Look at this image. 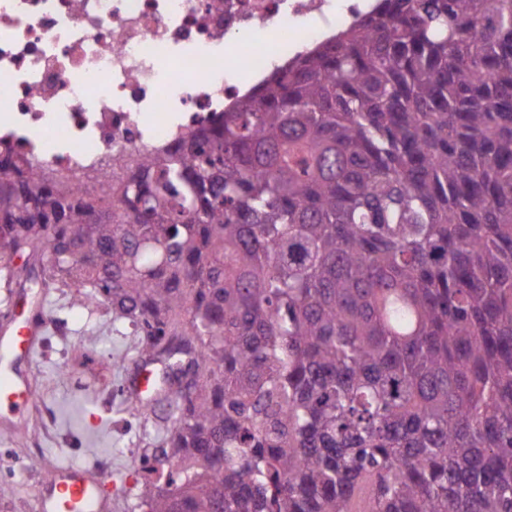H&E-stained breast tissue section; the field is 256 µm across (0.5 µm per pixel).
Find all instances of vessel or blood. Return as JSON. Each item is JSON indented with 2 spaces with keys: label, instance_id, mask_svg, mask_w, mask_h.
I'll return each instance as SVG.
<instances>
[{
  "label": "vessel or blood",
  "instance_id": "vessel-or-blood-1",
  "mask_svg": "<svg viewBox=\"0 0 512 512\" xmlns=\"http://www.w3.org/2000/svg\"><path fill=\"white\" fill-rule=\"evenodd\" d=\"M46 318L44 299L31 297L23 320L0 332V413L22 420L34 405L28 376L31 360ZM114 482L111 473L91 475L60 468L36 501L34 512H103Z\"/></svg>",
  "mask_w": 512,
  "mask_h": 512
}]
</instances>
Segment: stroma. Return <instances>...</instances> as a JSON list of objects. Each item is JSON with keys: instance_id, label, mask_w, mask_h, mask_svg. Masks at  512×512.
<instances>
[{"instance_id": "35a3bbf8", "label": "stroma", "mask_w": 512, "mask_h": 512, "mask_svg": "<svg viewBox=\"0 0 512 512\" xmlns=\"http://www.w3.org/2000/svg\"><path fill=\"white\" fill-rule=\"evenodd\" d=\"M44 298L48 321L28 367L36 404L20 425L0 419V485L14 489L0 512H32L56 467L111 472L108 512H133L143 489L135 460L159 447L166 414L128 408L138 339L118 329L107 306L86 307L70 289H45Z\"/></svg>"}]
</instances>
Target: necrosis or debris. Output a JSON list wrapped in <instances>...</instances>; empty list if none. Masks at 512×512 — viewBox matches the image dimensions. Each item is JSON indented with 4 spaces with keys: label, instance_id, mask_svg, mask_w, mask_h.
<instances>
[{
    "label": "necrosis or debris",
    "instance_id": "necrosis-or-debris-1",
    "mask_svg": "<svg viewBox=\"0 0 512 512\" xmlns=\"http://www.w3.org/2000/svg\"><path fill=\"white\" fill-rule=\"evenodd\" d=\"M359 0H0V154L75 187L234 111ZM257 44L246 69L228 65Z\"/></svg>",
    "mask_w": 512,
    "mask_h": 512
}]
</instances>
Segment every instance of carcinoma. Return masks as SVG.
<instances>
[{
  "label": "carcinoma",
  "mask_w": 512,
  "mask_h": 512,
  "mask_svg": "<svg viewBox=\"0 0 512 512\" xmlns=\"http://www.w3.org/2000/svg\"><path fill=\"white\" fill-rule=\"evenodd\" d=\"M0 262L163 363L142 512H512V0H378L125 181L1 157Z\"/></svg>",
  "instance_id": "obj_1"
}]
</instances>
